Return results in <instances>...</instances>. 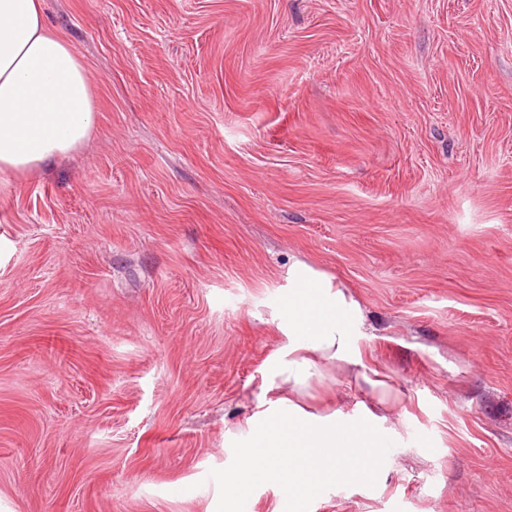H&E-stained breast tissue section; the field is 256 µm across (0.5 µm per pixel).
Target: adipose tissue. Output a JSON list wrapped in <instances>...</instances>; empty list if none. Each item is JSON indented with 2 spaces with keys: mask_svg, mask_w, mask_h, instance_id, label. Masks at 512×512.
Returning a JSON list of instances; mask_svg holds the SVG:
<instances>
[{
  "mask_svg": "<svg viewBox=\"0 0 512 512\" xmlns=\"http://www.w3.org/2000/svg\"><path fill=\"white\" fill-rule=\"evenodd\" d=\"M95 96L90 73L73 47L49 28L43 0H0V173L26 174L67 156L90 137ZM280 317L285 343L269 364L265 411L246 421L249 444L224 471V512H245V491L265 486L305 512L324 487L377 482L384 465L369 453L382 427L371 410L321 419L284 397L302 388L319 363L357 365L350 338L361 311L322 273L295 271Z\"/></svg>",
  "mask_w": 512,
  "mask_h": 512,
  "instance_id": "adipose-tissue-1",
  "label": "adipose tissue"
}]
</instances>
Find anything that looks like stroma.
Listing matches in <instances>:
<instances>
[{"mask_svg":"<svg viewBox=\"0 0 512 512\" xmlns=\"http://www.w3.org/2000/svg\"><path fill=\"white\" fill-rule=\"evenodd\" d=\"M86 144L0 175V512H222L302 263L384 416L309 512H512V0H45Z\"/></svg>","mask_w":512,"mask_h":512,"instance_id":"stroma-1","label":"stroma"}]
</instances>
